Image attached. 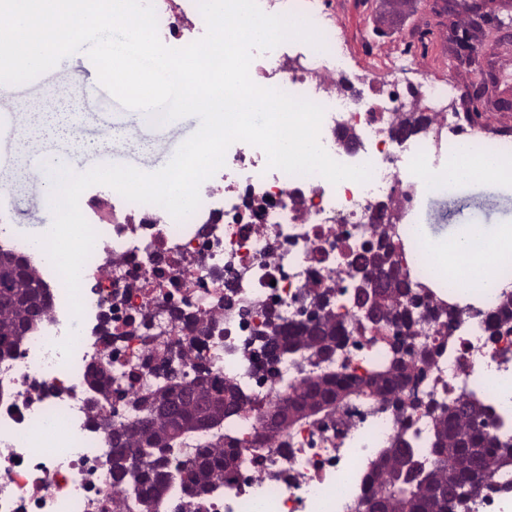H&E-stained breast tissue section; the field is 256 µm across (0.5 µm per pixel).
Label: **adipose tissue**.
Returning <instances> with one entry per match:
<instances>
[{
    "label": "adipose tissue",
    "mask_w": 512,
    "mask_h": 512,
    "mask_svg": "<svg viewBox=\"0 0 512 512\" xmlns=\"http://www.w3.org/2000/svg\"><path fill=\"white\" fill-rule=\"evenodd\" d=\"M26 133L20 137L11 160L0 170L29 175L35 161L66 158L84 152L86 144L80 126L68 107H32L20 113ZM417 252L426 260L441 287L461 282L466 288H480L495 281L503 270L512 269V229L492 230L491 226L460 225L447 249L436 247L423 227L412 230Z\"/></svg>",
    "instance_id": "obj_1"
}]
</instances>
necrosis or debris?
<instances>
[{"label": "necrosis or debris", "instance_id": "obj_1", "mask_svg": "<svg viewBox=\"0 0 512 512\" xmlns=\"http://www.w3.org/2000/svg\"><path fill=\"white\" fill-rule=\"evenodd\" d=\"M258 4L268 14L305 17L324 46L301 44L271 69L253 59L251 79L323 106L321 145L337 162L370 164V181L290 175L238 141L225 155L224 178L201 184V205L185 221L153 204L104 206L80 276L82 317L71 315L64 284L46 266L44 276L57 283L48 315L0 357V512H142L112 474V432L137 421L138 400L164 386L175 364L187 380L229 381L243 395L221 425L180 438L181 460L227 443L238 458L208 493L185 492L183 472L168 466L158 512H352L373 461L396 437L412 443L425 467L436 464L433 409L464 392L486 408L500 445H512V333L491 322L508 291L495 285L477 289L469 303L449 299L447 315L418 327L412 344L434 356L401 389L411 403L398 408L354 395L276 438L262 436L263 416L304 376L365 378L401 339L400 325L359 321L347 294L330 306L345 329L339 348L306 371L284 360L267 374L256 335L271 316L284 325L306 321L315 296L348 282L350 261L390 213L417 216L426 192H444L439 175L457 147L449 121L467 119L473 84L454 77L420 87V95L453 101L457 110L436 113L432 135L396 141L398 90L378 88L367 74L359 82L368 96L336 87L345 49L334 9L315 0ZM341 120L361 131L352 148L337 140ZM93 364L105 372L99 392L87 382Z\"/></svg>", "mask_w": 512, "mask_h": 512}]
</instances>
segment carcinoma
Here are the masks:
<instances>
[{"mask_svg": "<svg viewBox=\"0 0 512 512\" xmlns=\"http://www.w3.org/2000/svg\"><path fill=\"white\" fill-rule=\"evenodd\" d=\"M413 0H382V18L395 17L411 9ZM387 313L385 320L411 322L412 311L405 301V289L394 280L384 288ZM49 309L47 285L40 279L31 261L11 250L0 248V355L11 353L28 331ZM315 320L288 327L268 317L267 330L261 334L266 350L268 371L275 370L281 359L289 355L327 357L336 351L341 327L325 307L319 308ZM391 360L374 370L366 380L355 382L346 376L328 374L307 377L288 397L296 410L311 407L317 412L336 406V395L367 388L383 400L396 393L401 381L415 369L412 361L401 356L398 343L391 346ZM240 392L230 383L221 386L202 381L191 387L173 383L157 390L139 402V409L151 420L145 426H129L112 430V473L124 476L129 471L133 449L146 453L141 460L137 480L138 498L144 512H156L167 490L169 459L158 453L170 448L183 433L199 429L205 421L224 417L238 406ZM469 409L458 413L450 406L436 410L434 452L437 464L416 472L413 452L394 444L386 449L374 465L372 484L376 489L362 501L384 502L383 512H468L465 492L493 480L497 472L512 465V446H500L484 429L486 409L471 396H466ZM234 448H203L185 463L189 471L187 492H206L214 487L218 473L235 466Z\"/></svg>", "mask_w": 512, "mask_h": 512, "instance_id": "1", "label": "carcinoma"}]
</instances>
